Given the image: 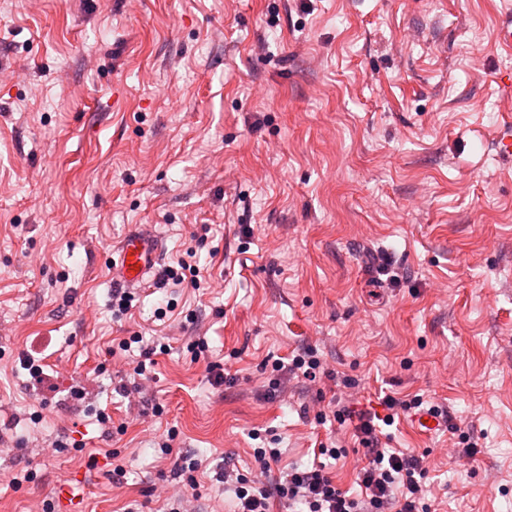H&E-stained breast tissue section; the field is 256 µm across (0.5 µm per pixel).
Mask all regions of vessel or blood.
<instances>
[{
	"label": "vessel or blood",
	"instance_id": "b4317fda",
	"mask_svg": "<svg viewBox=\"0 0 512 512\" xmlns=\"http://www.w3.org/2000/svg\"><path fill=\"white\" fill-rule=\"evenodd\" d=\"M117 261L112 264V284L138 288L154 279L159 271L162 240L151 228L126 234L116 245Z\"/></svg>",
	"mask_w": 512,
	"mask_h": 512
}]
</instances>
